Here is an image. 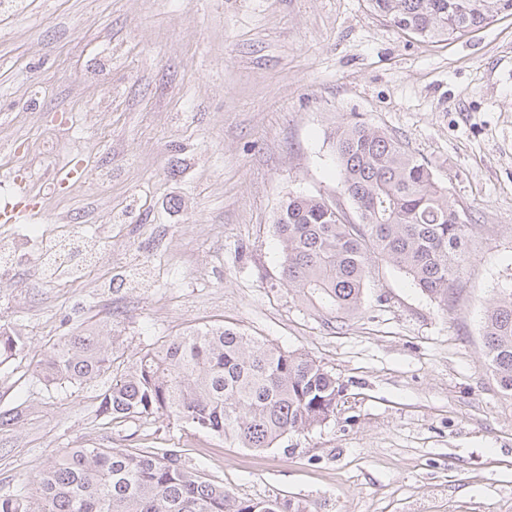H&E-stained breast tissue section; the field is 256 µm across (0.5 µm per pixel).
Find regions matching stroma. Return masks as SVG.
Returning a JSON list of instances; mask_svg holds the SVG:
<instances>
[{
    "mask_svg": "<svg viewBox=\"0 0 512 512\" xmlns=\"http://www.w3.org/2000/svg\"><path fill=\"white\" fill-rule=\"evenodd\" d=\"M364 113L428 163L478 229L447 306L392 267L333 322L280 282L277 210L338 197L333 137ZM0 496L63 449L172 448L235 496L308 512H512V398L482 363L512 285V15L439 45L366 0H0ZM98 259L50 276L48 242ZM111 325L124 361L224 324L308 352L335 416L254 452L165 418L103 421L105 383L39 381L44 351ZM25 336L15 328L0 327V363L24 351Z\"/></svg>",
    "mask_w": 512,
    "mask_h": 512,
    "instance_id": "1",
    "label": "stroma"
}]
</instances>
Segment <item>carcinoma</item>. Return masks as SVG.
<instances>
[{
  "label": "carcinoma",
  "instance_id": "obj_1",
  "mask_svg": "<svg viewBox=\"0 0 512 512\" xmlns=\"http://www.w3.org/2000/svg\"><path fill=\"white\" fill-rule=\"evenodd\" d=\"M403 34L445 42L512 15V0H367ZM341 194L288 196L275 221L288 288L340 320L356 312L375 266L410 277L441 305L459 286L477 225L435 181L427 163L388 131L350 113L336 129ZM482 359L512 397V287L491 300ZM123 341L98 326L62 337L38 363L48 386H80L105 375L99 416L165 417L236 448H275L336 412L342 387L308 353L284 350L224 325H205L147 348L126 366ZM25 336L0 327V359L24 351ZM36 497H0V512H307L291 499L242 500L163 448H68L34 480Z\"/></svg>",
  "mask_w": 512,
  "mask_h": 512
}]
</instances>
